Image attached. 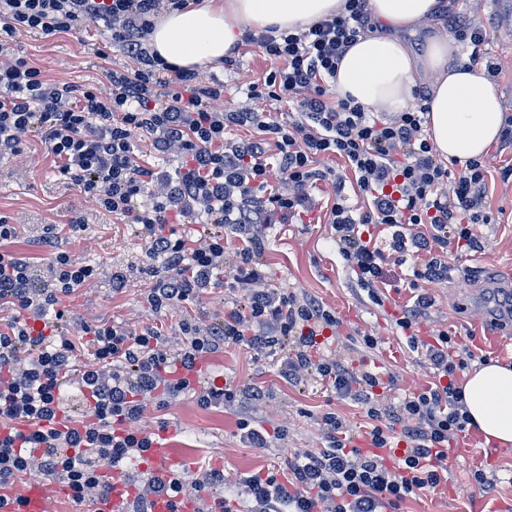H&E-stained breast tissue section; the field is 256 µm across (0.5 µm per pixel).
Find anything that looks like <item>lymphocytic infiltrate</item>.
<instances>
[{
    "mask_svg": "<svg viewBox=\"0 0 512 512\" xmlns=\"http://www.w3.org/2000/svg\"><path fill=\"white\" fill-rule=\"evenodd\" d=\"M189 0H0V158L20 151L22 135L44 143L60 176L132 227L145 240L154 279L152 309L173 311L216 288L237 291L223 317L183 323L179 347L156 328L79 324L68 329L63 297L96 273L92 264L56 246L82 221L47 225L34 247L50 255L46 276L29 257L3 250L17 235L0 217V489L39 476L57 481L72 501L94 508L113 482L130 487L128 512H153L157 497L170 512L193 502L214 512L206 493L223 481L218 469L199 478L173 469L169 480L143 484L123 470L126 460L145 466L155 433L139 426L148 409L162 410L191 391V374L230 343L281 356L278 373L289 383L316 378L339 396L365 406L367 426L355 430L333 413L318 426L324 445L295 453L286 478L240 475L223 512H398L421 493L448 482L441 461L469 417L455 385L451 336L438 331L416 352L435 375L431 386L392 409L378 408L392 381L324 355L322 337L340 322L315 296L270 284L262 262L261 229L318 213L357 287L375 305L384 256L364 238L367 226L392 231V249L427 255L415 279L448 278V247H479L476 227L489 223L488 167L470 161L450 175L427 139V94L396 115L369 112L336 94V68L369 28L367 0H346L341 13L304 31L246 32L274 68L250 84L252 104L217 109L224 84L215 75L171 66L147 45L158 19ZM103 25L100 59L119 52L132 69H109V96L45 78L15 51L24 34L53 36ZM295 98L299 111L272 119L276 102ZM251 130L248 138L235 137ZM146 137L148 150L136 146ZM342 160L344 171L332 166ZM279 182H271L272 173ZM327 183V201L310 190ZM357 192L363 208L349 205ZM198 224L201 233L176 235L175 225ZM430 225L429 233L419 225ZM237 240L228 252L229 240ZM77 386L85 401L78 417L66 415L62 392ZM266 400L258 386L210 382L197 405L228 406L239 415L240 438L251 448L284 441L283 428L267 429L259 415Z\"/></svg>",
    "mask_w": 512,
    "mask_h": 512,
    "instance_id": "obj_1",
    "label": "lymphocytic infiltrate"
}]
</instances>
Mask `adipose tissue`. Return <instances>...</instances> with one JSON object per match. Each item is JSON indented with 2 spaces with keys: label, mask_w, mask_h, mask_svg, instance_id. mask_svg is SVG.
<instances>
[{
  "label": "adipose tissue",
  "mask_w": 512,
  "mask_h": 512,
  "mask_svg": "<svg viewBox=\"0 0 512 512\" xmlns=\"http://www.w3.org/2000/svg\"><path fill=\"white\" fill-rule=\"evenodd\" d=\"M345 0H196L166 15L149 35L169 64L203 69L230 56L244 30L297 32L341 12ZM439 8L438 0H369L372 30L350 48L336 71V93L370 112L406 111L415 90H429L427 132L438 156L466 165L498 142L504 120L500 83L483 68L455 63L446 33L416 55L410 39ZM460 389L469 424L487 442L512 445V365L498 361L470 371Z\"/></svg>",
  "instance_id": "adipose-tissue-1"
}]
</instances>
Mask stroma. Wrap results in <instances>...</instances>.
I'll list each match as a JSON object with an SVG mask.
<instances>
[{"label":"stroma","mask_w":512,"mask_h":512,"mask_svg":"<svg viewBox=\"0 0 512 512\" xmlns=\"http://www.w3.org/2000/svg\"><path fill=\"white\" fill-rule=\"evenodd\" d=\"M453 12L470 16L483 29L480 46H461L456 58L464 65H499L498 80L506 104L512 105V22L497 23L504 13L505 0H451ZM101 33L60 34L48 37H21L17 49L21 56L37 63L47 79L73 85L95 86L100 95H109L111 85L105 71L116 66L132 67L121 54L98 59L90 43L101 41ZM271 63L251 45L241 44L236 64L214 70L224 81L221 109L248 106L247 88L259 81ZM492 173L488 203L491 223L478 226L481 246L454 248L448 252V280L441 284L414 283V259L399 263L389 247L388 231L376 227L372 243L384 255V275L378 289L384 306L372 304L366 293L355 289L326 224L293 220L263 229L265 252L262 259L274 285H294L317 296L335 311L341 321L337 339L329 341L325 354L335 356L354 367H378L392 374L395 385L387 403L401 400L405 394L426 388L432 380L428 366L409 347V339L397 331L390 319L395 309L411 303L416 293H430L435 301L431 316L415 329L426 339L430 328L447 330L454 336L457 355L472 353L469 368H477L479 357L512 363V322L500 328L501 337L487 342L480 312L497 310V300L512 291V279L505 268H512V182H502L498 171L512 165V148L489 149ZM0 215L21 225L22 237L11 244V251L30 254V240L43 234L46 225L81 217L84 231L63 239L61 249L101 263L99 275L83 288L63 298L72 322L121 323L131 328L157 326L170 345L181 343L180 323L191 320L209 322L224 312V292L201 296L183 310L172 313L154 311L147 302L151 277L147 271V246L133 234L130 226L116 224L81 187L61 177L54 168L44 144L23 136L19 154L0 160ZM124 268L125 288H112L113 267ZM369 332L377 338L374 349L366 350L358 342ZM222 376L231 385H256L267 392L263 411L268 420L288 431L285 448H318L322 445L318 419L326 413L344 418L354 426L366 424V410L348 399H340L315 380L289 384L281 379L271 357L238 345L226 346L204 369L203 381ZM238 415L222 407L203 408L193 395L181 397L163 411H147L142 424L149 430H162L166 450L176 459H186L191 470L207 462L221 467L226 474L267 473L285 466L283 450L246 447L237 434ZM448 468L445 492L426 493L407 501L400 512H512V447L489 446L474 429L458 433L450 443L444 460ZM481 469L495 476L497 487L485 493L470 479L472 470Z\"/></svg>","instance_id":"stroma-1"}]
</instances>
